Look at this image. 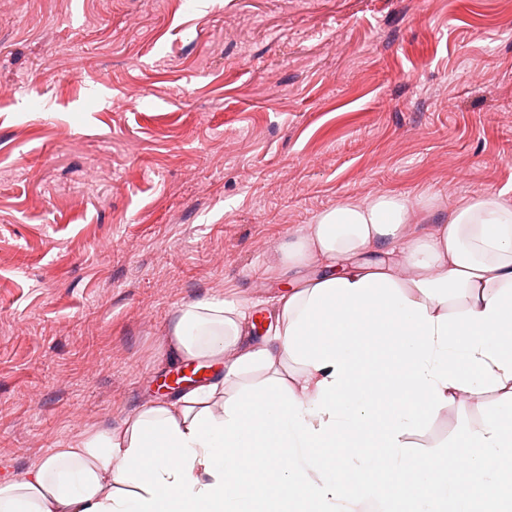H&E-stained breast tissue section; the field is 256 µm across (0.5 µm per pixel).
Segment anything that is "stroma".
<instances>
[{
  "instance_id": "35a3bbf8",
  "label": "stroma",
  "mask_w": 512,
  "mask_h": 512,
  "mask_svg": "<svg viewBox=\"0 0 512 512\" xmlns=\"http://www.w3.org/2000/svg\"><path fill=\"white\" fill-rule=\"evenodd\" d=\"M485 191L512 203V0H7L0 480L175 398L182 305L266 337L278 248L320 211Z\"/></svg>"
}]
</instances>
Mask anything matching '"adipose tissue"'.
Returning <instances> with one entry per match:
<instances>
[{
	"label": "adipose tissue",
	"mask_w": 512,
	"mask_h": 512,
	"mask_svg": "<svg viewBox=\"0 0 512 512\" xmlns=\"http://www.w3.org/2000/svg\"><path fill=\"white\" fill-rule=\"evenodd\" d=\"M425 215L436 223L416 235ZM279 254L284 269L320 271L294 278L270 337L244 343L248 312L235 303L183 305L169 355L223 363L222 376L0 482V512H347L339 484L367 474L368 448L411 512L440 500L448 512H512V204L495 192L450 207L397 193L344 200ZM491 390L498 417L433 450L428 418ZM417 461L424 475L474 482L465 495L450 482L420 495L405 482ZM489 482L503 494L487 499Z\"/></svg>",
	"instance_id": "obj_1"
}]
</instances>
